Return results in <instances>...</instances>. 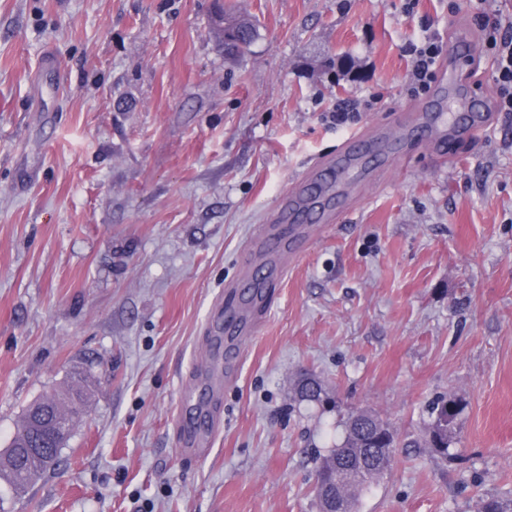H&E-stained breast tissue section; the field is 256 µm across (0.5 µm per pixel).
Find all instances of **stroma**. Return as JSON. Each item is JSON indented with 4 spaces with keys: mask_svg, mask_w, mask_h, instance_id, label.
Instances as JSON below:
<instances>
[{
    "mask_svg": "<svg viewBox=\"0 0 512 512\" xmlns=\"http://www.w3.org/2000/svg\"><path fill=\"white\" fill-rule=\"evenodd\" d=\"M255 42L227 58L213 0H0V449L25 408L86 369L54 470L6 512H317L341 412L406 435L358 512H478L512 499V114L469 0H229ZM467 37L456 90L484 131L445 151L409 128L410 49ZM365 108L327 118L336 102ZM382 129L396 156L348 182L268 279L253 333L215 349L252 254L311 163ZM317 376L339 410L298 401ZM467 401L454 456L428 401ZM206 406L207 452L182 417Z\"/></svg>",
    "mask_w": 512,
    "mask_h": 512,
    "instance_id": "obj_1",
    "label": "stroma"
}]
</instances>
